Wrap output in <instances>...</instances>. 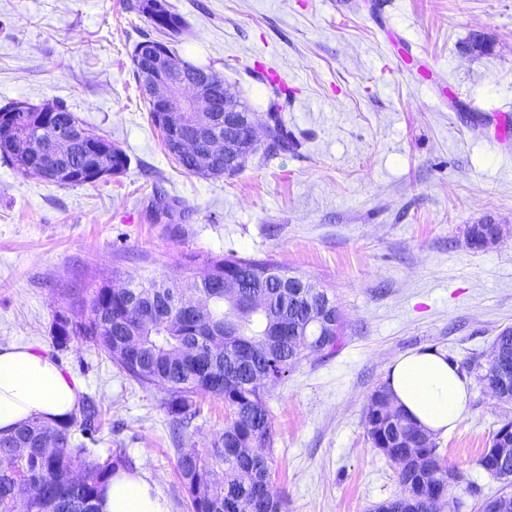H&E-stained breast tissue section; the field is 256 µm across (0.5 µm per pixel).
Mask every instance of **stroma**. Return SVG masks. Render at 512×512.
Segmentation results:
<instances>
[{
	"label": "stroma",
	"mask_w": 512,
	"mask_h": 512,
	"mask_svg": "<svg viewBox=\"0 0 512 512\" xmlns=\"http://www.w3.org/2000/svg\"><path fill=\"white\" fill-rule=\"evenodd\" d=\"M124 0H0V108L62 102L129 157L86 185L0 160V345L50 350L102 412L95 456L122 448L170 512H188L162 393L85 340L55 348L58 314L112 278L171 283L229 254L271 258L334 297L343 342L309 356L269 399L270 483L286 512H373L401 492L364 412L387 365L435 349L485 360L512 327V0H169L184 60L213 66L257 119L275 69L296 145L221 178L187 173L152 125L131 54L150 24ZM488 51H470L473 37ZM178 207L160 212V202ZM498 224L473 248L466 230ZM202 403L183 436L204 449L227 423ZM512 419L471 381L438 437L462 473L441 512H472L501 483L477 464Z\"/></svg>",
	"instance_id": "obj_1"
}]
</instances>
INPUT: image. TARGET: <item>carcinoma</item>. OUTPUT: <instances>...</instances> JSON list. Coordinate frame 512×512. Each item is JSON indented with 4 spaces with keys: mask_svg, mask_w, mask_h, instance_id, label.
<instances>
[{
    "mask_svg": "<svg viewBox=\"0 0 512 512\" xmlns=\"http://www.w3.org/2000/svg\"><path fill=\"white\" fill-rule=\"evenodd\" d=\"M124 9L145 16L155 36L139 45L153 44L176 55L173 44L182 34L183 17L171 10L167 0H126ZM21 103L0 110V157L18 172L40 177V161L27 153L29 139L46 138L57 119L74 123L79 118L67 106ZM153 125L160 130L166 149L174 137H186L189 127H164L159 114L150 111ZM268 157L286 153L293 146L283 124L279 103L269 101L266 113ZM176 162L188 173L203 177L224 174V154L213 157L199 168L190 156H177ZM64 175L58 185H84L93 182V168L119 174L127 169L129 158L109 138L97 136V148L83 154L62 152ZM270 269L283 277L288 271L270 260L228 256L211 262L199 278L180 284L151 274L131 278L123 288L107 282L91 295L56 316L51 336L58 348L74 338L92 343L112 363L139 385L165 394L164 405L172 416L174 452L182 486L191 512H283L280 498L268 488L267 458L253 444L270 441L271 418L268 396L286 374L305 358L298 345L297 331H308V339L320 354H332L342 344V325L333 335L317 336L306 327L308 307L328 297L323 288L288 290L267 275ZM244 284L238 293L224 290V280ZM493 345L512 362V327L495 337ZM468 372L478 382L494 386L497 368L483 367L472 360ZM206 396L224 401L233 421L200 451L188 446L182 430L199 414L198 400ZM404 433V447H392L386 434L367 433L372 447L398 466L397 477L403 494L383 502L389 512H435L432 496L438 486L449 493L460 484L448 486L446 471H426L415 456L444 459L436 438L400 411H395ZM100 411L87 399L70 421L53 427L32 420L11 435H0V512H16L25 502V512H98L102 486L118 468L129 464L124 449L103 462L93 457L76 434L95 431ZM81 465L83 480L70 485L62 476ZM477 512H512V469L503 478L501 492L478 503Z\"/></svg>",
    "mask_w": 512,
    "mask_h": 512,
    "instance_id": "1",
    "label": "carcinoma"
}]
</instances>
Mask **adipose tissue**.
Listing matches in <instances>:
<instances>
[{
  "label": "adipose tissue",
  "instance_id": "adipose-tissue-1",
  "mask_svg": "<svg viewBox=\"0 0 512 512\" xmlns=\"http://www.w3.org/2000/svg\"><path fill=\"white\" fill-rule=\"evenodd\" d=\"M386 384L398 409L435 434L459 423L470 382L447 355L411 351L388 366ZM80 386L46 351L0 346V434L32 419L59 426L68 422L79 402ZM99 512H169L156 486L142 475L116 470L103 487Z\"/></svg>",
  "mask_w": 512,
  "mask_h": 512
}]
</instances>
